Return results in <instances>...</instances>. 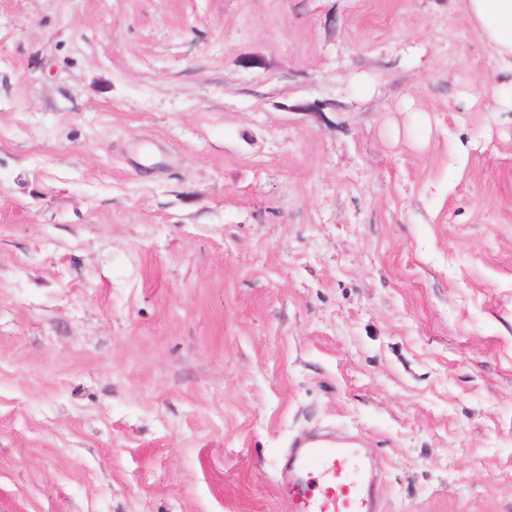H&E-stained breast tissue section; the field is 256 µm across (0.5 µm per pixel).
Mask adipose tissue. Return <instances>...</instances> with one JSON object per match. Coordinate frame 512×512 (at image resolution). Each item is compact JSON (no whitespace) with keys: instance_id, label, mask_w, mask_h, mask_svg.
<instances>
[{"instance_id":"ef3b65f1","label":"adipose tissue","mask_w":512,"mask_h":512,"mask_svg":"<svg viewBox=\"0 0 512 512\" xmlns=\"http://www.w3.org/2000/svg\"><path fill=\"white\" fill-rule=\"evenodd\" d=\"M502 71L512 73V0H464Z\"/></svg>"}]
</instances>
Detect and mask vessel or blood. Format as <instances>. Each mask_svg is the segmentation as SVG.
<instances>
[{
	"mask_svg": "<svg viewBox=\"0 0 512 512\" xmlns=\"http://www.w3.org/2000/svg\"><path fill=\"white\" fill-rule=\"evenodd\" d=\"M281 476L293 512H376L371 468L355 439H295Z\"/></svg>",
	"mask_w": 512,
	"mask_h": 512,
	"instance_id": "obj_1",
	"label": "vessel or blood"
}]
</instances>
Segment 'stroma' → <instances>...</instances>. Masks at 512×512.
Returning a JSON list of instances; mask_svg holds the SVG:
<instances>
[{"mask_svg":"<svg viewBox=\"0 0 512 512\" xmlns=\"http://www.w3.org/2000/svg\"><path fill=\"white\" fill-rule=\"evenodd\" d=\"M512 75L458 0H0V512H512ZM290 448L280 487L293 512H376L371 468L355 439L296 438Z\"/></svg>","mask_w":512,"mask_h":512,"instance_id":"obj_1","label":"stroma"}]
</instances>
